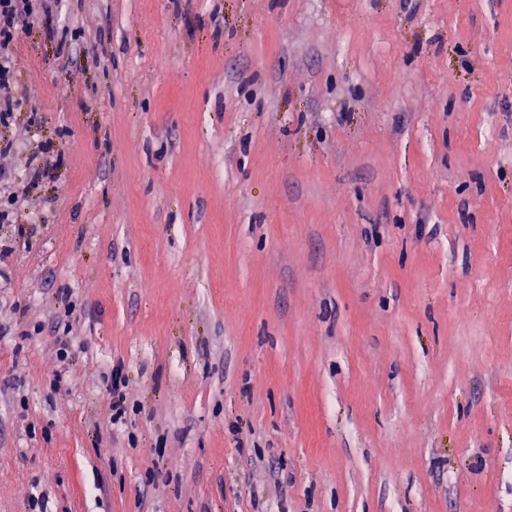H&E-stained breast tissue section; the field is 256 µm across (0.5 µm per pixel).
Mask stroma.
I'll return each instance as SVG.
<instances>
[{"instance_id": "35a3bbf8", "label": "stroma", "mask_w": 512, "mask_h": 512, "mask_svg": "<svg viewBox=\"0 0 512 512\" xmlns=\"http://www.w3.org/2000/svg\"><path fill=\"white\" fill-rule=\"evenodd\" d=\"M45 3L0 512H512V0ZM101 383L103 384V394L108 401V407L112 410V421L118 423L127 412L126 399L123 393L124 381L119 376L118 371L113 374V370H111L109 374L101 378Z\"/></svg>"}]
</instances>
